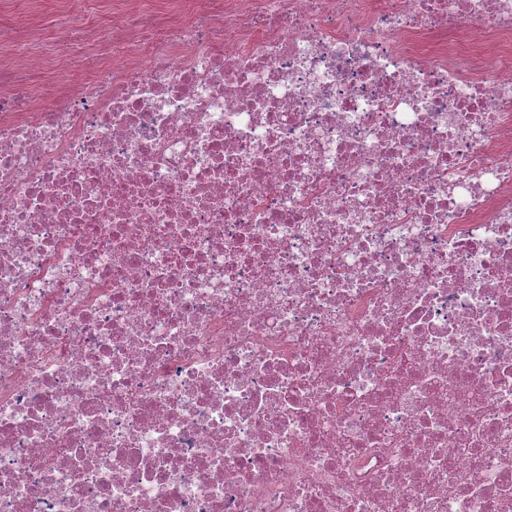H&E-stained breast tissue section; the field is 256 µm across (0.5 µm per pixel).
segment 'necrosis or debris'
I'll return each instance as SVG.
<instances>
[{
    "mask_svg": "<svg viewBox=\"0 0 512 512\" xmlns=\"http://www.w3.org/2000/svg\"><path fill=\"white\" fill-rule=\"evenodd\" d=\"M48 2L0 512H512V0Z\"/></svg>",
    "mask_w": 512,
    "mask_h": 512,
    "instance_id": "1",
    "label": "necrosis or debris"
}]
</instances>
